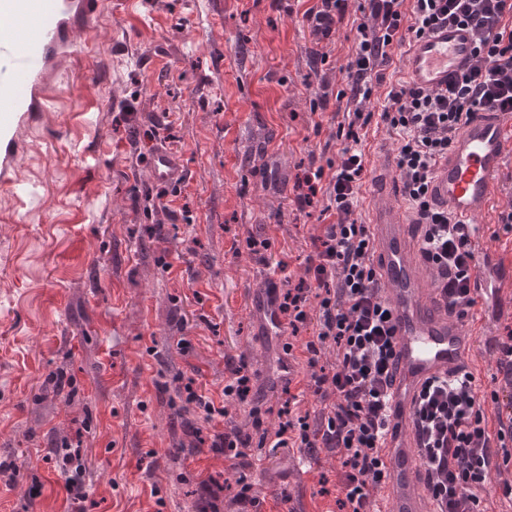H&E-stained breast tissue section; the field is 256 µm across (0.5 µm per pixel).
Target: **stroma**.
Returning a JSON list of instances; mask_svg holds the SVG:
<instances>
[{"mask_svg": "<svg viewBox=\"0 0 512 512\" xmlns=\"http://www.w3.org/2000/svg\"><path fill=\"white\" fill-rule=\"evenodd\" d=\"M304 0H104L80 55L23 131L16 184H0V512H67L52 444L83 456L88 512H195L215 478L218 512H239L248 473L258 512H339V456L251 448L248 470L199 446L209 432L185 379L221 402L228 360H246L275 427L283 337L261 333L250 292L284 269L306 275L323 203L297 210L295 178L335 158L332 111L347 87L357 9L330 41ZM329 52L326 66L310 61ZM360 132L367 161L392 135L388 95L404 85L394 48ZM101 109L81 111L87 97ZM165 147L178 184L154 183ZM270 240L251 252L248 238ZM181 174V164L173 154L157 148L150 157V175L156 183H170Z\"/></svg>", "mask_w": 512, "mask_h": 512, "instance_id": "1", "label": "stroma"}]
</instances>
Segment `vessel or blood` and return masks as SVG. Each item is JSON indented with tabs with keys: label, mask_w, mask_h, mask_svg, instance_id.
Wrapping results in <instances>:
<instances>
[{
	"label": "vessel or blood",
	"mask_w": 512,
	"mask_h": 512,
	"mask_svg": "<svg viewBox=\"0 0 512 512\" xmlns=\"http://www.w3.org/2000/svg\"><path fill=\"white\" fill-rule=\"evenodd\" d=\"M102 4L103 0H0L1 183H15L20 133L45 112L55 72L80 52L76 36L88 29ZM473 49L468 28L439 26L410 41L406 77L423 90L444 87L469 69ZM511 156L512 116L474 113L434 170L431 189L437 201L463 223H495L500 176ZM180 173L181 165L171 152L153 151L154 182H172ZM402 197V184L378 179L371 183L369 232L378 293L391 310L396 342L390 366L392 430L380 451L386 474L383 497L390 504L388 512H434L413 427L417 396L431 377L456 371L482 373L477 338L504 308L503 288L512 284V243L474 238L479 260L476 303L464 312L450 308L434 273L421 261ZM253 296L264 331H278L282 317L268 284L254 288Z\"/></svg>",
	"instance_id": "obj_1"
}]
</instances>
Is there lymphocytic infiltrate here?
<instances>
[{"label": "lymphocytic infiltrate", "instance_id": "lymphocytic-infiltrate-1", "mask_svg": "<svg viewBox=\"0 0 512 512\" xmlns=\"http://www.w3.org/2000/svg\"><path fill=\"white\" fill-rule=\"evenodd\" d=\"M348 7L349 0H315L304 13L312 35L330 38ZM359 10L355 56L347 70L349 96L337 130L346 144L337 153L333 174L312 167L293 185L298 210L325 196L332 222L311 240L305 258L308 280L270 290L288 335L283 352L290 357L302 350L308 384L324 405L312 420L298 410L297 395H289L278 425L266 427L253 400V376L242 360L226 367L223 406L199 395L192 384L184 386L188 401L202 410L212 428L213 453L243 458L256 441L310 455L322 450L339 454L341 512H370L371 496L382 485L379 450L391 398V312L377 291L368 227L354 217L366 171L359 132L372 118L366 104L373 86L382 82L381 68L395 46L443 23L470 27L476 61L458 82L435 91L406 87L390 92V104L381 114L396 135V166L421 232L422 257L454 306L475 304L476 257L469 226L434 203L432 175L464 115L479 109L512 114V0H361ZM231 404L248 406L251 432L221 429ZM414 428L437 512H477L481 494L489 488L494 451L501 458L498 489L512 496V438L500 437L498 446H491L473 375L457 372L426 380ZM53 453L65 477L71 512H86L89 492L79 452L64 444Z\"/></svg>", "mask_w": 512, "mask_h": 512}]
</instances>
